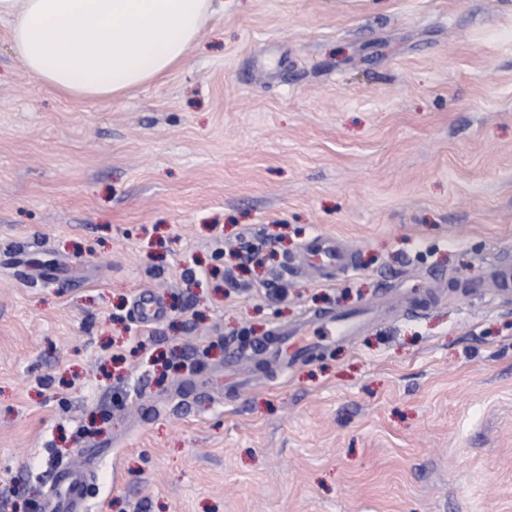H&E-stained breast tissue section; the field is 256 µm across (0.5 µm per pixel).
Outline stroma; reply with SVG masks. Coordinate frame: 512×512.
<instances>
[{
	"label": "stroma",
	"mask_w": 512,
	"mask_h": 512,
	"mask_svg": "<svg viewBox=\"0 0 512 512\" xmlns=\"http://www.w3.org/2000/svg\"><path fill=\"white\" fill-rule=\"evenodd\" d=\"M316 234L352 271L301 265ZM512 0H224L65 97L0 22V512H512ZM163 314L140 330L135 304ZM402 297L272 374L277 325ZM60 474L62 486L65 489L64 493L57 495L58 498L66 500L65 511L69 512H83L87 511L86 503L82 502L81 495L79 493L80 487L84 484L86 475L83 473L70 471L67 466H60L56 469ZM80 508L82 511H75Z\"/></svg>",
	"instance_id": "obj_1"
}]
</instances>
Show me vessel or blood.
<instances>
[{
  "label": "vessel or blood",
  "instance_id": "obj_1",
  "mask_svg": "<svg viewBox=\"0 0 512 512\" xmlns=\"http://www.w3.org/2000/svg\"><path fill=\"white\" fill-rule=\"evenodd\" d=\"M302 253L309 266L324 273L350 265L347 253L336 241L322 235L310 238L304 244ZM371 315L372 312L368 309L350 316L333 313L305 315L296 324L275 331L273 338L277 346L275 357L283 367H292L301 356L316 349V337L335 339L356 335L365 327ZM58 472L65 489L63 497L66 508L68 512H76L77 508L83 505L79 490L86 476L65 466L59 467Z\"/></svg>",
  "mask_w": 512,
  "mask_h": 512
}]
</instances>
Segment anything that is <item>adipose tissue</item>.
<instances>
[{
    "mask_svg": "<svg viewBox=\"0 0 512 512\" xmlns=\"http://www.w3.org/2000/svg\"><path fill=\"white\" fill-rule=\"evenodd\" d=\"M220 0H0L27 71L80 99L128 94L180 67Z\"/></svg>",
    "mask_w": 512,
    "mask_h": 512,
    "instance_id": "adipose-tissue-1",
    "label": "adipose tissue"
}]
</instances>
